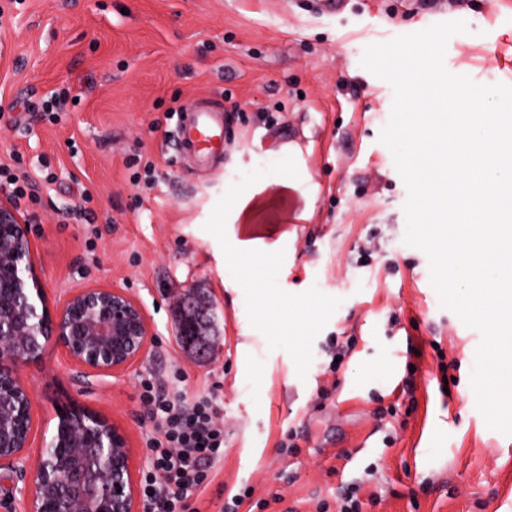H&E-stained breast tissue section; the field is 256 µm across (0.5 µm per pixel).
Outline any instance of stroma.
<instances>
[{"instance_id": "stroma-1", "label": "stroma", "mask_w": 512, "mask_h": 512, "mask_svg": "<svg viewBox=\"0 0 512 512\" xmlns=\"http://www.w3.org/2000/svg\"><path fill=\"white\" fill-rule=\"evenodd\" d=\"M453 20L469 31L448 40L446 70L512 86V0H0V170L30 185L18 207L47 303L118 287L153 331L128 370L90 384L59 347L21 366L29 458L71 400L121 426L143 470L142 383L169 385L177 366L184 395L215 391L224 416L220 474L190 512L246 488L251 512H334L351 486L362 512H512V436L487 426L470 383L477 331L404 242L408 189L379 140L394 90L360 64ZM64 88L78 100L56 118L25 111ZM208 100L228 112L212 171L173 149L184 104ZM289 172L288 218L227 223L233 188ZM248 239L273 259L225 265V244ZM258 276L277 304L256 301ZM191 288L216 308L221 351L205 362L176 336ZM338 339L352 352L331 373Z\"/></svg>"}]
</instances>
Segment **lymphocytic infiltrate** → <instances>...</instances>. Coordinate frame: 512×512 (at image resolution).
I'll use <instances>...</instances> for the list:
<instances>
[{"instance_id":"lymphocytic-infiltrate-1","label":"lymphocytic infiltrate","mask_w":512,"mask_h":512,"mask_svg":"<svg viewBox=\"0 0 512 512\" xmlns=\"http://www.w3.org/2000/svg\"><path fill=\"white\" fill-rule=\"evenodd\" d=\"M145 388L153 428L146 440L142 495L154 512H188V499L202 494L218 474L224 418L213 393L189 402L151 382Z\"/></svg>"}]
</instances>
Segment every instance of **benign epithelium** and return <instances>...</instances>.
Wrapping results in <instances>:
<instances>
[{
  "instance_id": "7a95c632",
  "label": "benign epithelium",
  "mask_w": 512,
  "mask_h": 512,
  "mask_svg": "<svg viewBox=\"0 0 512 512\" xmlns=\"http://www.w3.org/2000/svg\"><path fill=\"white\" fill-rule=\"evenodd\" d=\"M30 218L0 193V470H18L31 447L32 401L19 368L47 347L97 376L130 368L151 343L138 301L119 288L95 286L50 310L37 276ZM42 452L23 492L26 512H143L124 430L72 403L42 421Z\"/></svg>"
}]
</instances>
